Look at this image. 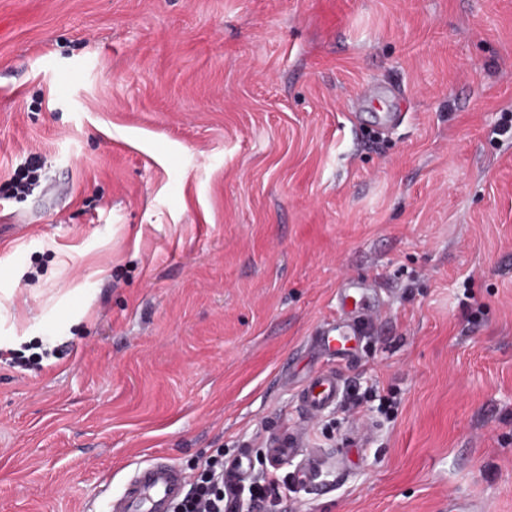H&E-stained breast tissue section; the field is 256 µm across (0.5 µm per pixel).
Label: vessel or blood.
I'll list each match as a JSON object with an SVG mask.
<instances>
[{
	"label": "vessel or blood",
	"mask_w": 512,
	"mask_h": 512,
	"mask_svg": "<svg viewBox=\"0 0 512 512\" xmlns=\"http://www.w3.org/2000/svg\"><path fill=\"white\" fill-rule=\"evenodd\" d=\"M365 319V313L359 311L349 320L323 323L318 331L321 344L328 351L344 354L348 343L363 335ZM340 394L338 374L323 368L300 385L298 399L305 412L314 415L335 404ZM300 447L299 439L291 433L274 436L268 445L270 457L275 461L297 454ZM185 481V475L175 465L154 462L130 480L120 499L110 504L109 512H172L174 503L183 493Z\"/></svg>",
	"instance_id": "obj_1"
}]
</instances>
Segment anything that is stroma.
<instances>
[{"label": "stroma", "mask_w": 512, "mask_h": 512, "mask_svg": "<svg viewBox=\"0 0 512 512\" xmlns=\"http://www.w3.org/2000/svg\"><path fill=\"white\" fill-rule=\"evenodd\" d=\"M507 113L512 0H0V512L219 451L251 512H512ZM365 288V284L356 280L344 281L339 290V297L343 308L349 309L352 305L351 313L355 316L347 321H331L321 325L318 336L321 344L330 352L337 355L344 354L347 350V344L357 336L364 334V322L368 315L359 311V301L357 295ZM341 394V382L336 371L323 368L314 372L299 386L298 399L309 415L336 404ZM268 448L270 458L273 461H278L297 454L302 446L297 436L283 433L274 436L270 440ZM249 469V460L245 456H240L236 461H232L226 470L229 474L226 478V493L228 510L233 508V492L239 479L247 473Z\"/></svg>", "instance_id": "obj_1"}]
</instances>
